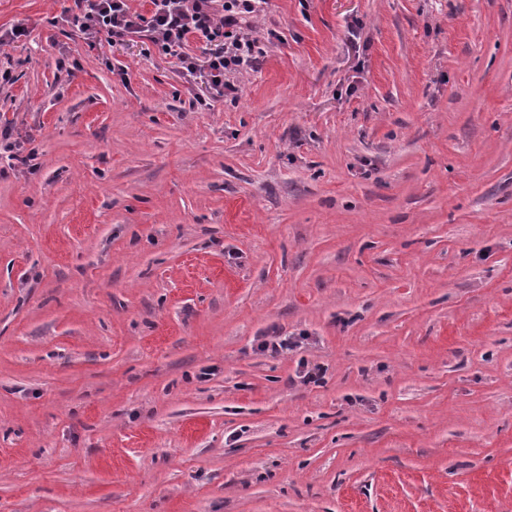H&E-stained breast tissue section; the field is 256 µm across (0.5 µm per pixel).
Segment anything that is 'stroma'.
<instances>
[{
	"label": "stroma",
	"mask_w": 512,
	"mask_h": 512,
	"mask_svg": "<svg viewBox=\"0 0 512 512\" xmlns=\"http://www.w3.org/2000/svg\"><path fill=\"white\" fill-rule=\"evenodd\" d=\"M76 10L0 0V512H512V0H268L208 110ZM261 336L263 340L258 344L260 351L266 352L272 357H277L290 352H296L302 348L304 335L299 336H281L277 330H272Z\"/></svg>",
	"instance_id": "stroma-1"
}]
</instances>
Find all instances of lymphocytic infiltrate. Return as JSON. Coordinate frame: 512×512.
Here are the masks:
<instances>
[{
    "label": "lymphocytic infiltrate",
    "mask_w": 512,
    "mask_h": 512,
    "mask_svg": "<svg viewBox=\"0 0 512 512\" xmlns=\"http://www.w3.org/2000/svg\"><path fill=\"white\" fill-rule=\"evenodd\" d=\"M261 0H151L149 13L131 10L129 0H76L78 11L65 21L85 39L106 36L109 42L141 38L160 53L178 60L189 81L200 86L198 104L236 96L235 76L251 68L262 50L253 34ZM201 43L203 53L187 50Z\"/></svg>",
    "instance_id": "lymphocytic-infiltrate-1"
}]
</instances>
